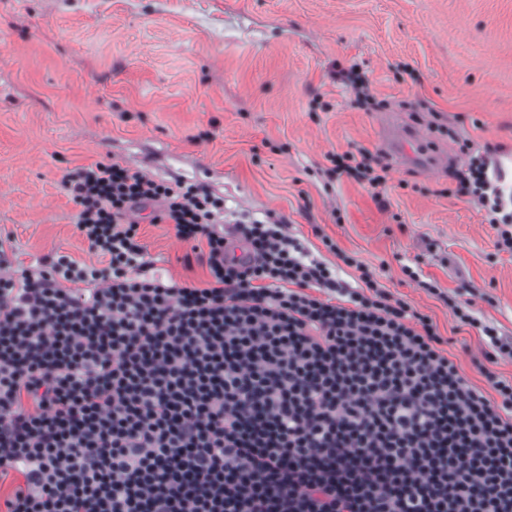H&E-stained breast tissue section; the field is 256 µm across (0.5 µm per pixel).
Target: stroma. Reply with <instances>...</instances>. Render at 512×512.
Returning a JSON list of instances; mask_svg holds the SVG:
<instances>
[{
	"instance_id": "1",
	"label": "stroma",
	"mask_w": 512,
	"mask_h": 512,
	"mask_svg": "<svg viewBox=\"0 0 512 512\" xmlns=\"http://www.w3.org/2000/svg\"><path fill=\"white\" fill-rule=\"evenodd\" d=\"M352 64L381 108L350 104L335 74ZM388 113L449 154L487 147L512 184V0H0V254L93 263L66 185L84 167L194 182L234 215L284 219L330 263L333 239L429 315L482 385L484 343L442 296L468 287L512 336V253L488 210L456 195L452 164L391 163L378 201L328 159L386 154ZM152 217L134 215L156 274L203 284L190 244Z\"/></svg>"
}]
</instances>
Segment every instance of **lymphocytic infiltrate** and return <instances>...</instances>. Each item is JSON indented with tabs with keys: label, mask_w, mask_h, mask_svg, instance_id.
Wrapping results in <instances>:
<instances>
[{
	"label": "lymphocytic infiltrate",
	"mask_w": 512,
	"mask_h": 512,
	"mask_svg": "<svg viewBox=\"0 0 512 512\" xmlns=\"http://www.w3.org/2000/svg\"><path fill=\"white\" fill-rule=\"evenodd\" d=\"M337 175L384 189L366 149ZM482 156L457 192L500 215L512 193ZM76 227L104 267L57 253L0 270V512H512V336L450 301L485 344L484 387L427 314L331 238L314 255L283 220L116 163L69 183ZM158 205L206 268L204 286L151 276L131 215ZM245 245L236 256L230 238Z\"/></svg>",
	"instance_id": "1"
}]
</instances>
